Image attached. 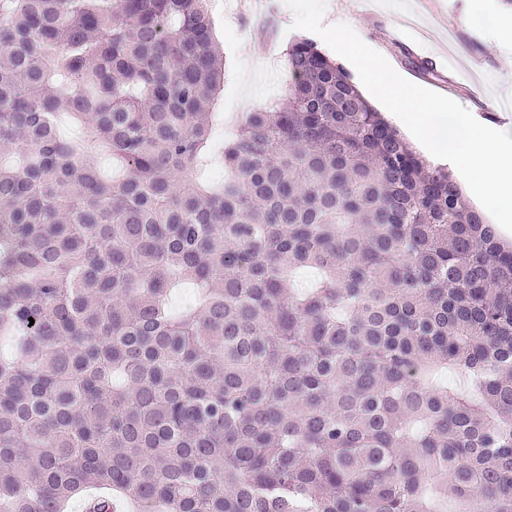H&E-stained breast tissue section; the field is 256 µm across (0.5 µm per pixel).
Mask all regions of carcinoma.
I'll use <instances>...</instances> for the list:
<instances>
[{
    "mask_svg": "<svg viewBox=\"0 0 512 512\" xmlns=\"http://www.w3.org/2000/svg\"><path fill=\"white\" fill-rule=\"evenodd\" d=\"M286 59L218 158L208 0H0V512H512V244Z\"/></svg>",
    "mask_w": 512,
    "mask_h": 512,
    "instance_id": "carcinoma-1",
    "label": "carcinoma"
}]
</instances>
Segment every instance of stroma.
I'll list each match as a JSON object with an SVG mask.
<instances>
[{
    "label": "stroma",
    "mask_w": 512,
    "mask_h": 512,
    "mask_svg": "<svg viewBox=\"0 0 512 512\" xmlns=\"http://www.w3.org/2000/svg\"><path fill=\"white\" fill-rule=\"evenodd\" d=\"M216 37L224 50V90L216 109L221 133L235 118L277 92L287 71L285 49L295 33L282 0H212ZM324 24H348L382 52L404 79L433 90L500 129L484 100L512 115V9L501 0H327ZM401 29L403 38L391 37ZM480 84L482 99L469 87ZM512 133V124L505 126Z\"/></svg>",
    "instance_id": "stroma-1"
}]
</instances>
